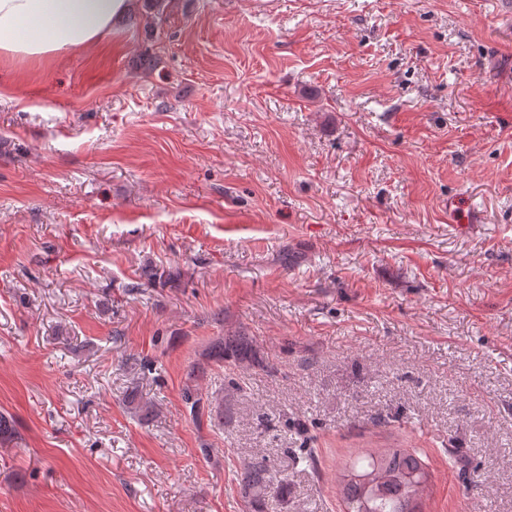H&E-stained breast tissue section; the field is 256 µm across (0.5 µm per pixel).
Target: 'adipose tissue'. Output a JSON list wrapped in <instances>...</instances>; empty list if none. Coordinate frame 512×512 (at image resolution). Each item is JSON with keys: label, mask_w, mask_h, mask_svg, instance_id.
<instances>
[{"label": "adipose tissue", "mask_w": 512, "mask_h": 512, "mask_svg": "<svg viewBox=\"0 0 512 512\" xmlns=\"http://www.w3.org/2000/svg\"><path fill=\"white\" fill-rule=\"evenodd\" d=\"M134 0H0V53L41 59L111 33Z\"/></svg>", "instance_id": "ef3b65f1"}]
</instances>
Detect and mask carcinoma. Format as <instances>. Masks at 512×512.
<instances>
[{
    "mask_svg": "<svg viewBox=\"0 0 512 512\" xmlns=\"http://www.w3.org/2000/svg\"><path fill=\"white\" fill-rule=\"evenodd\" d=\"M229 352L240 361L255 360L243 336H228L214 348V356L220 360ZM363 461L365 464H355L336 476L346 512H423L422 495L429 471L416 454L406 449L388 448L366 455ZM239 481L251 508L257 512L282 484L264 460L245 464Z\"/></svg>",
    "mask_w": 512,
    "mask_h": 512,
    "instance_id": "1",
    "label": "carcinoma"
}]
</instances>
